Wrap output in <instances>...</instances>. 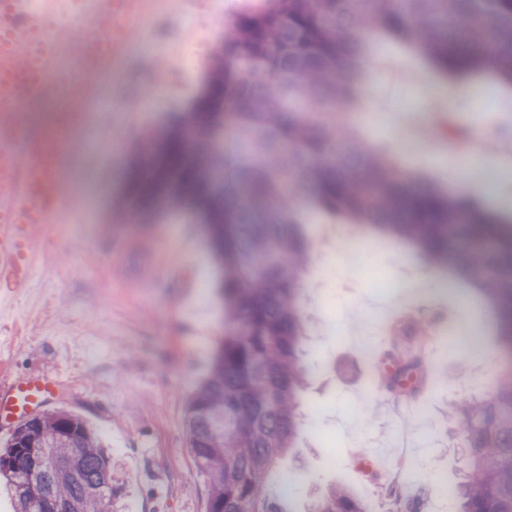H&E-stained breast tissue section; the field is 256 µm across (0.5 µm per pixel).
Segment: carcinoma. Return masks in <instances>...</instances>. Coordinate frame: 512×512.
<instances>
[{"label": "carcinoma", "instance_id": "cac0c4a2", "mask_svg": "<svg viewBox=\"0 0 512 512\" xmlns=\"http://www.w3.org/2000/svg\"><path fill=\"white\" fill-rule=\"evenodd\" d=\"M412 44L443 72L512 86V0H263L227 22L201 94L140 154L126 208L140 219L188 209L222 270L224 338L188 402L190 451L209 512H289L288 452L302 428L307 207L415 246L498 310L512 353V217L487 214L396 167L351 125L364 41ZM464 475L455 512H512V368L490 392L448 405ZM50 440L48 461L31 454ZM15 512H112V459L80 417L17 427L0 449ZM310 512H366L341 486Z\"/></svg>", "mask_w": 512, "mask_h": 512}]
</instances>
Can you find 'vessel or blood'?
Instances as JSON below:
<instances>
[{"mask_svg":"<svg viewBox=\"0 0 512 512\" xmlns=\"http://www.w3.org/2000/svg\"><path fill=\"white\" fill-rule=\"evenodd\" d=\"M75 0H0V273L16 288L30 285L29 271L41 262L31 229L53 223L62 204L58 181L60 137L72 117L69 104L81 91L62 69L52 38L68 39L64 23ZM91 24L107 31L146 25L143 13L123 0H97ZM50 80L56 120L31 136L13 119L21 94ZM50 380L26 376L0 387V414L23 415L44 405Z\"/></svg>","mask_w":512,"mask_h":512,"instance_id":"b4317fda","label":"vessel or blood"}]
</instances>
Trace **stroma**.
<instances>
[{"label": "stroma", "instance_id": "obj_1", "mask_svg": "<svg viewBox=\"0 0 512 512\" xmlns=\"http://www.w3.org/2000/svg\"><path fill=\"white\" fill-rule=\"evenodd\" d=\"M193 12L160 23L187 32L191 60L165 53L160 91L142 112L125 113L113 139L112 162L86 177L95 228L44 225L36 248L43 265L11 314L0 318V383L43 375L56 388L46 412L85 419L112 456L117 496L112 512H207L209 494L188 451L186 408L208 377L222 339L224 301L204 231L186 211L132 220L124 197L145 139L172 111L200 95L217 33L228 19L258 9L261 0H193ZM372 91L358 108L371 119L358 132L393 162L456 196L478 198L491 212L512 210V174L494 193L469 173L471 157L445 142L443 129L479 127L512 144V87L485 106L472 79H454L410 44L377 34L366 54ZM418 87L420 122L433 135L427 152L405 155L397 131L405 121L393 99L396 84ZM304 232L311 250L299 302L308 384V413L294 443V512H308L330 486L351 489L369 512H397L391 489L412 501L410 512H453L439 501L437 478L456 479L461 464L448 432L449 402L493 389L508 362L493 308L466 282L436 287L431 265L412 247L385 234L317 213ZM355 239V265L337 263L344 238ZM386 320L376 360L364 359L375 315ZM468 322L485 351L474 359L435 351L413 326L447 319ZM417 361L413 388L389 385V367Z\"/></svg>", "mask_w": 512, "mask_h": 512}]
</instances>
